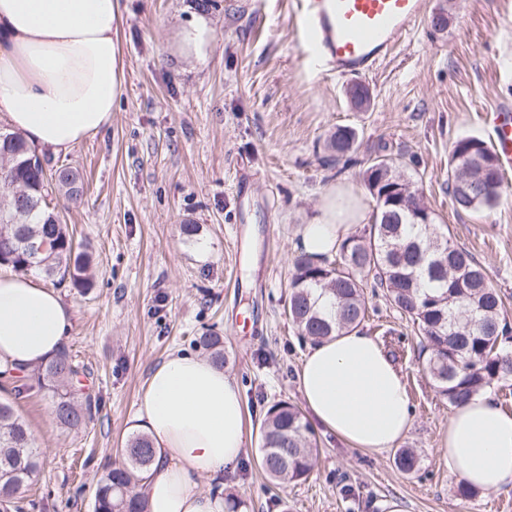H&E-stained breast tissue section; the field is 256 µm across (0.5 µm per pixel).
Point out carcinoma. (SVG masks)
I'll return each mask as SVG.
<instances>
[{"label":"carcinoma","mask_w":512,"mask_h":512,"mask_svg":"<svg viewBox=\"0 0 512 512\" xmlns=\"http://www.w3.org/2000/svg\"><path fill=\"white\" fill-rule=\"evenodd\" d=\"M356 132L338 127L327 141L330 156L343 160L355 149ZM56 189L67 208L81 200L83 181L76 170L59 168ZM374 199L402 185L399 205H375L373 219L350 234L335 257L317 260L298 255L292 262L288 318L298 335L326 339L363 326L367 317L364 288L382 290L390 305L410 324L429 356L426 368L436 392L455 407L488 388L512 381V325L503 311L500 290L484 268L455 246L436 224L415 181L398 170L393 159L378 156L364 171ZM503 177L490 144L479 137L454 142L448 156V194L456 210L493 209L501 197ZM49 181L35 151L17 132L0 129V265L16 272L36 271L74 288L88 289L91 255L76 250L74 235L46 202ZM46 243L30 257L24 241ZM224 365L222 337L199 338ZM80 374L67 349L60 350L31 376L28 389L53 392L58 425L78 429L93 420L98 406L75 384ZM314 431L299 407L286 400L273 403L260 425V467L276 484L305 482L315 465ZM153 460L148 436L139 434L123 448L97 482L93 512H148L136 487ZM403 473L418 470L411 448L396 451ZM38 466L28 428L11 404L0 401V512H22L18 494Z\"/></svg>","instance_id":"obj_1"}]
</instances>
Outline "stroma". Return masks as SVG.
Wrapping results in <instances>:
<instances>
[{
  "label": "stroma",
  "mask_w": 512,
  "mask_h": 512,
  "mask_svg": "<svg viewBox=\"0 0 512 512\" xmlns=\"http://www.w3.org/2000/svg\"><path fill=\"white\" fill-rule=\"evenodd\" d=\"M296 2L125 0V83L110 125L67 153L41 150L50 168L85 179L81 203L60 217L88 246L93 286L58 292L74 311L65 347L98 412L66 431L51 392L17 394L18 377L0 389L39 456L24 512H92L96 483L132 435L149 370L177 351L199 354L195 340L208 333L224 338L250 444L235 472L199 475L202 492L233 495L239 512H494L512 502V487L458 496L436 452L451 410L410 327L372 287L363 329L387 348L407 388L414 420L401 445L418 451V470L404 474L393 450L365 453L320 427L306 482L271 483L256 463L267 408L303 402L296 370L309 344L283 313L299 231L319 222L332 190L355 196L370 219L363 172L374 155L407 161L437 223L486 269L512 322V172L492 210L456 211L448 195L453 143L490 139L485 113L512 103V0H455L443 32L429 19L445 0H427L418 29L362 75L372 92L364 112L349 103L350 77L312 73L289 19ZM199 16L212 37L202 61L183 41ZM339 126L358 141L337 170L324 158Z\"/></svg>",
  "instance_id": "stroma-1"
}]
</instances>
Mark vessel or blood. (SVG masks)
<instances>
[{
	"instance_id": "obj_1",
	"label": "vessel or blood",
	"mask_w": 512,
	"mask_h": 512,
	"mask_svg": "<svg viewBox=\"0 0 512 512\" xmlns=\"http://www.w3.org/2000/svg\"><path fill=\"white\" fill-rule=\"evenodd\" d=\"M425 0H301V39L324 75L369 72L416 27ZM492 141L502 169L512 171V104L492 111Z\"/></svg>"
}]
</instances>
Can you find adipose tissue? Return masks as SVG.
I'll list each match as a JSON object with an SVG mask.
<instances>
[{"label": "adipose tissue", "mask_w": 512, "mask_h": 512, "mask_svg": "<svg viewBox=\"0 0 512 512\" xmlns=\"http://www.w3.org/2000/svg\"><path fill=\"white\" fill-rule=\"evenodd\" d=\"M122 0H0V112L28 144L68 152L110 124L124 86ZM350 223L326 196L323 219L297 244L318 258ZM74 312L34 277L0 272V373H26L61 349ZM312 418L345 444L379 453L409 432L411 405L382 345L361 329L312 344L296 372ZM154 448L140 492L152 512H224L200 474L233 472L247 452L245 405L211 360L175 352L154 366L134 416ZM449 477L487 494L512 483V413L482 392L454 408L440 440Z\"/></svg>", "instance_id": "ef3b65f1"}]
</instances>
